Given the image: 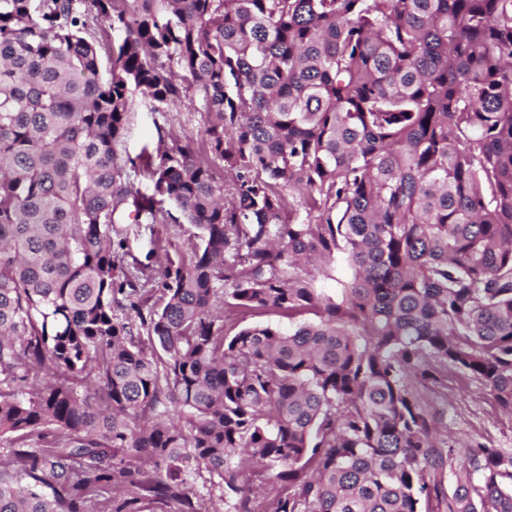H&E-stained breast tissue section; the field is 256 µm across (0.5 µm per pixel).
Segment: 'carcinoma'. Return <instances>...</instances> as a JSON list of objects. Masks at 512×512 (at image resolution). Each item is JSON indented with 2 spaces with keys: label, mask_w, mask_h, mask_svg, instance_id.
Returning a JSON list of instances; mask_svg holds the SVG:
<instances>
[{
  "label": "carcinoma",
  "mask_w": 512,
  "mask_h": 512,
  "mask_svg": "<svg viewBox=\"0 0 512 512\" xmlns=\"http://www.w3.org/2000/svg\"><path fill=\"white\" fill-rule=\"evenodd\" d=\"M136 93L203 114L230 199L119 154ZM131 213L196 232L131 271ZM266 309L315 319L226 328ZM450 367L512 414V0H0V512H144L134 461L174 512L203 470L253 512L244 461L268 512H512V453L436 481ZM244 487H257L259 493L253 499L257 512H265L268 500L280 491V484L273 483L258 468L244 467Z\"/></svg>",
  "instance_id": "cac0c4a2"
}]
</instances>
